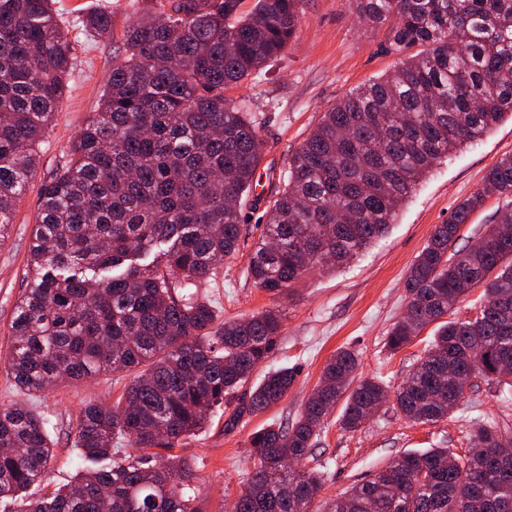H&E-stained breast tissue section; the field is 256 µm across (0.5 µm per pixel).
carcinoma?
I'll return each mask as SVG.
<instances>
[{
  "instance_id": "cac0c4a2",
  "label": "carcinoma",
  "mask_w": 512,
  "mask_h": 512,
  "mask_svg": "<svg viewBox=\"0 0 512 512\" xmlns=\"http://www.w3.org/2000/svg\"><path fill=\"white\" fill-rule=\"evenodd\" d=\"M123 32L124 58L68 161L42 183L30 246L29 283L10 324L5 360L19 388L131 372L119 400L85 406L73 447L76 478L21 512H200L190 466L153 458L202 428L206 415L245 386L281 335L278 310L218 321L196 289L217 274L245 231L241 205L253 189L262 138L251 101L224 89L257 74L293 38L300 0H149ZM358 17L387 27L395 73L354 88L323 113L293 152L283 193L269 206L248 276L285 295L313 268H338L388 232L419 180L457 148L512 118V0H348ZM112 35V12L82 19ZM73 46L52 0H0V239L26 184L37 146L64 93ZM512 196V156L483 177ZM477 192L435 226L406 279L409 313L387 346L408 345L485 284L473 319L445 320L430 349L394 392L357 376L358 359L336 351L288 427L251 439L254 471L232 512H314V469L283 471L308 458L338 403L346 430L389 400L408 419L436 422L461 406L443 377L476 366L512 396L498 373L512 362V207L468 247L448 253L484 205ZM294 383L268 373L231 420L278 404ZM50 419L0 407V500L42 481L52 463ZM496 422L477 418L471 448L406 453L330 503L327 512H512V467L488 465L501 447ZM144 449L134 456L123 442Z\"/></svg>"
}]
</instances>
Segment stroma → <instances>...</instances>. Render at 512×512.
Segmentation results:
<instances>
[{
    "label": "stroma",
    "instance_id": "35a3bbf8",
    "mask_svg": "<svg viewBox=\"0 0 512 512\" xmlns=\"http://www.w3.org/2000/svg\"><path fill=\"white\" fill-rule=\"evenodd\" d=\"M62 25L74 43V65L68 88L39 147L37 174L18 200L10 231L0 240V406L20 404L49 414L56 424L55 457L48 477L32 489L45 497L73 480L77 457L72 442L87 403L111 404L127 379L106 373L78 384L61 383L40 394L20 392L3 362L9 350V327L27 285L29 250L39 212V191L69 158L71 144L97 109L112 70L123 52L122 34L138 15L144 0H55ZM112 11V35L94 38L81 26L83 12L97 4ZM299 26L282 56L253 80L230 87L225 95L247 97L263 141L246 233L233 257L224 261L215 281L199 293L212 301L219 320L251 316L265 309L283 313L282 334L269 357L253 372L252 382L270 371L288 367L295 381L287 396L269 409L232 421V403L213 409L202 429L182 440L172 453L187 460L202 512H231L254 469L250 445L258 430L293 423L317 385L324 367L340 348L358 357V373L396 390L425 355L436 331L422 327L398 351L387 346V334L407 306L405 280L410 265L425 247L435 225L447 223L457 204L480 191L483 177L500 158L512 155V120L504 119L479 143L452 153L437 165L402 205L388 233L360 257L335 271L312 270L289 294L274 297L247 274L255 236L267 206L281 193L289 159L317 124L323 112L361 84L396 69L400 58L386 51L387 30L357 17L346 0H302ZM494 419L512 435V399L502 398L496 382L476 380L469 402L436 423H415L385 405L354 431L344 430L331 414L305 467L319 468L323 485L319 502L343 496L388 462L410 451L445 448L464 453L477 417Z\"/></svg>",
    "mask_w": 512,
    "mask_h": 512
}]
</instances>
